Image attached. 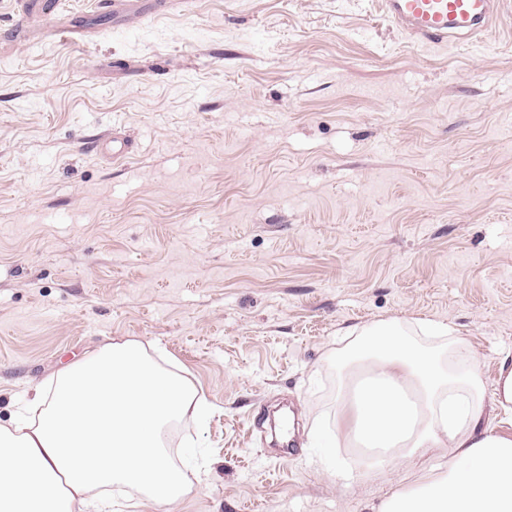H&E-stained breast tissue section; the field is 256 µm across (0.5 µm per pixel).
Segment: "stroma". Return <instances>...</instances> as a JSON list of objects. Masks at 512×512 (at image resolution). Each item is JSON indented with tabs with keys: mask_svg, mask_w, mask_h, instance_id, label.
<instances>
[{
	"mask_svg": "<svg viewBox=\"0 0 512 512\" xmlns=\"http://www.w3.org/2000/svg\"><path fill=\"white\" fill-rule=\"evenodd\" d=\"M97 2L0 0V423L95 346L158 344L211 407L169 431L205 473L173 512H373L422 468L334 476L342 330L399 320L488 394L512 353V10L428 47L367 0Z\"/></svg>",
	"mask_w": 512,
	"mask_h": 512,
	"instance_id": "obj_1",
	"label": "stroma"
}]
</instances>
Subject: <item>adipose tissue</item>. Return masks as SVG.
I'll return each mask as SVG.
<instances>
[{"label":"adipose tissue","instance_id":"ef3b65f1","mask_svg":"<svg viewBox=\"0 0 512 512\" xmlns=\"http://www.w3.org/2000/svg\"><path fill=\"white\" fill-rule=\"evenodd\" d=\"M352 418L340 436L374 456L415 463L451 448L377 512H512V434L485 428L488 408L512 419V359L492 398L478 362L461 373L412 342L395 319L372 323L339 355ZM23 412L0 426V512H110L106 487L139 489L161 507L194 489L165 446L169 425L203 411L185 377L137 340L109 342L24 390Z\"/></svg>","mask_w":512,"mask_h":512}]
</instances>
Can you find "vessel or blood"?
<instances>
[{
	"label": "vessel or blood",
	"instance_id": "obj_1",
	"mask_svg": "<svg viewBox=\"0 0 512 512\" xmlns=\"http://www.w3.org/2000/svg\"><path fill=\"white\" fill-rule=\"evenodd\" d=\"M380 15L405 39L421 46L479 41L504 8L505 0H376Z\"/></svg>",
	"mask_w": 512,
	"mask_h": 512
}]
</instances>
